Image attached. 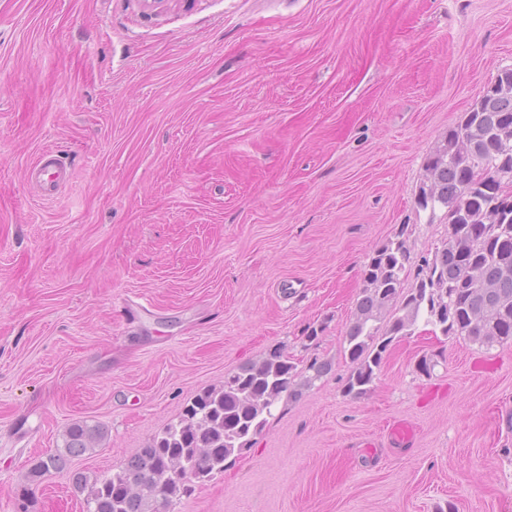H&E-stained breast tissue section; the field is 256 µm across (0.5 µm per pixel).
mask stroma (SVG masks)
<instances>
[{
	"instance_id": "stroma-1",
	"label": "stroma",
	"mask_w": 512,
	"mask_h": 512,
	"mask_svg": "<svg viewBox=\"0 0 512 512\" xmlns=\"http://www.w3.org/2000/svg\"><path fill=\"white\" fill-rule=\"evenodd\" d=\"M505 68L512 0H0V512L70 424L113 473L277 347L331 369L173 512H512V341L420 328L343 392L361 269L447 237L426 159ZM82 504L60 472L31 512ZM28 177L40 186L43 197H52L68 179L67 165L58 152L47 150L31 165Z\"/></svg>"
}]
</instances>
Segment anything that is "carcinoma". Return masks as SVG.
<instances>
[{
    "mask_svg": "<svg viewBox=\"0 0 512 512\" xmlns=\"http://www.w3.org/2000/svg\"><path fill=\"white\" fill-rule=\"evenodd\" d=\"M418 209L442 211L448 238L417 264L415 285L403 287L411 263L401 226L363 265L355 318L345 334L352 369L344 393L359 398L377 378L388 348L418 324L489 348L512 340V68L502 70L446 143L427 159ZM330 370L312 361L298 369L282 349L240 366L220 386L198 392L177 422L116 472L70 471L85 493L86 512H169L194 484L224 472L268 423L283 394L299 397ZM105 438L98 424L76 422L63 446L39 459L31 483L95 451ZM190 468L188 481L178 465Z\"/></svg>",
    "mask_w": 512,
    "mask_h": 512,
    "instance_id": "obj_1",
    "label": "carcinoma"
}]
</instances>
